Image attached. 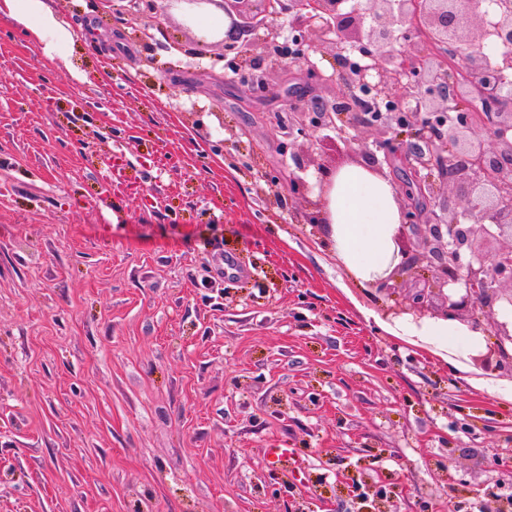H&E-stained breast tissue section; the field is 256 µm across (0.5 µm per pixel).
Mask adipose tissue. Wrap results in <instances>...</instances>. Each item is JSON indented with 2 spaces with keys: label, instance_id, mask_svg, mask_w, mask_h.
Returning <instances> with one entry per match:
<instances>
[{
  "label": "adipose tissue",
  "instance_id": "1",
  "mask_svg": "<svg viewBox=\"0 0 512 512\" xmlns=\"http://www.w3.org/2000/svg\"><path fill=\"white\" fill-rule=\"evenodd\" d=\"M2 20L21 24L52 58L61 56L70 39L46 0H0ZM329 210L336 256L359 278L373 281L395 263L392 235L400 209L393 184L362 167L344 168L333 178Z\"/></svg>",
  "mask_w": 512,
  "mask_h": 512
}]
</instances>
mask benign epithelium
I'll list each match as a JSON object with an SVG mask.
<instances>
[{"instance_id": "1", "label": "benign epithelium", "mask_w": 512, "mask_h": 512, "mask_svg": "<svg viewBox=\"0 0 512 512\" xmlns=\"http://www.w3.org/2000/svg\"><path fill=\"white\" fill-rule=\"evenodd\" d=\"M220 9L229 18L225 48L236 50L233 69L262 87L260 70L315 73L311 54L331 47L352 99L368 91L398 108L363 112L340 126L341 113L315 101L296 113L300 137L332 129L361 144L359 128L374 129L375 149L362 144L367 171L401 157L404 183L396 192L402 224L417 236L418 253L386 272L385 282L407 280L424 264L428 288L392 298L384 314L454 322L473 333L491 316L494 340L469 354L478 370L512 379V0H186ZM303 46L288 55L280 20ZM418 44L413 50L408 43ZM359 51L362 63L347 53ZM383 152V158L377 153ZM333 172L321 175L311 224L331 223L328 193ZM456 184L466 207L452 211L440 190ZM289 193L312 192L302 177L283 173ZM440 306H433V299ZM501 319H496V316Z\"/></svg>"}]
</instances>
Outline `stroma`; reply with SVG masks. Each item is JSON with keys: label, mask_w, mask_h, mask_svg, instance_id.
Listing matches in <instances>:
<instances>
[{"label": "stroma", "mask_w": 512, "mask_h": 512, "mask_svg": "<svg viewBox=\"0 0 512 512\" xmlns=\"http://www.w3.org/2000/svg\"><path fill=\"white\" fill-rule=\"evenodd\" d=\"M48 2L85 81L0 23V512H371L386 484L395 512H503L512 380L470 378L472 337L394 335L332 225L272 197L361 163L329 129L287 147L293 108L348 93L333 50L253 92L211 6Z\"/></svg>", "instance_id": "35a3bbf8"}]
</instances>
